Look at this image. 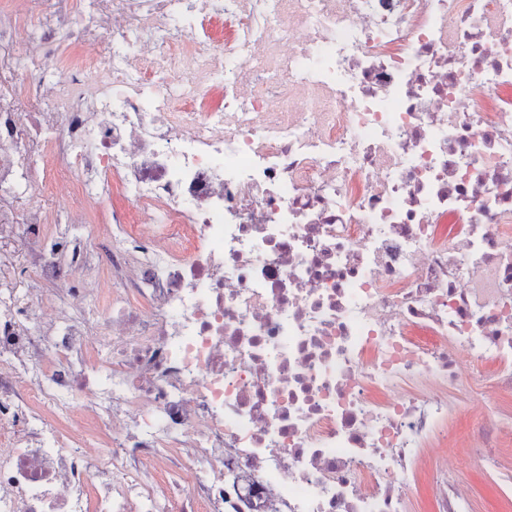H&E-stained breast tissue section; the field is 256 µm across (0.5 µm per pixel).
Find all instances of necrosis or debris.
Returning <instances> with one entry per match:
<instances>
[{"instance_id":"4bbe7bcc","label":"necrosis or debris","mask_w":512,"mask_h":512,"mask_svg":"<svg viewBox=\"0 0 512 512\" xmlns=\"http://www.w3.org/2000/svg\"><path fill=\"white\" fill-rule=\"evenodd\" d=\"M21 3L0 512H415L422 463L470 512L439 440L456 393L512 390V0ZM44 132L67 223L131 200L104 238L22 180ZM509 434L481 416L474 463ZM28 249V239L17 227L9 238L0 240V286L20 295H24L26 288L33 287L31 278L23 274Z\"/></svg>"}]
</instances>
